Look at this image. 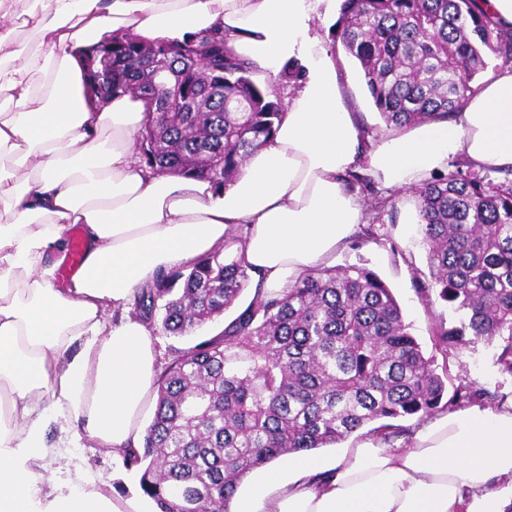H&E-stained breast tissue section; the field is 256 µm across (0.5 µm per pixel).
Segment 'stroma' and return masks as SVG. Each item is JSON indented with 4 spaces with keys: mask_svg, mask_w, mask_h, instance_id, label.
<instances>
[{
    "mask_svg": "<svg viewBox=\"0 0 512 512\" xmlns=\"http://www.w3.org/2000/svg\"><path fill=\"white\" fill-rule=\"evenodd\" d=\"M363 197L369 205L366 221L375 232L358 236L337 254L333 264L342 268L363 265L376 271L392 288L413 334L420 342L429 343L437 325L455 326L458 316L440 302L426 301L419 291L417 275L426 268V253L419 225L405 221L408 212L417 207V198L411 192H380L371 187L364 190ZM497 354L493 343L462 348L459 360L450 366L453 382L483 389L489 399L500 398L504 387L512 384V374L501 370ZM85 457L91 470L111 476L117 494L139 493V468L127 467L125 461L103 451L90 450Z\"/></svg>",
    "mask_w": 512,
    "mask_h": 512,
    "instance_id": "obj_1",
    "label": "stroma"
}]
</instances>
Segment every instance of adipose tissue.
Instances as JSON below:
<instances>
[{"instance_id":"1","label":"adipose tissue","mask_w":512,"mask_h":512,"mask_svg":"<svg viewBox=\"0 0 512 512\" xmlns=\"http://www.w3.org/2000/svg\"><path fill=\"white\" fill-rule=\"evenodd\" d=\"M336 2L30 0L20 11L0 0L11 21L0 27V512H151L81 451L121 459L143 442L159 349L128 305L160 271L231 238L263 291L279 293L360 232L365 206L347 173L410 191L459 154L494 175L512 170V63L452 118L371 141L330 45ZM209 28L255 63L258 84L287 93L274 135L218 189L142 170L143 102L99 104L84 79L83 50L105 34L151 43ZM73 225L85 252L60 288ZM229 512H512V395L440 413L403 439L368 433L327 463L281 459Z\"/></svg>"}]
</instances>
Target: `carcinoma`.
Masks as SVG:
<instances>
[{
	"mask_svg": "<svg viewBox=\"0 0 512 512\" xmlns=\"http://www.w3.org/2000/svg\"><path fill=\"white\" fill-rule=\"evenodd\" d=\"M336 38L388 128L448 116L479 90L487 53L512 60V34L476 0H343ZM154 46L174 62L199 52L224 69V101L200 118L145 108L139 166L221 187L273 135L280 99L253 81L254 64L230 53L220 30ZM143 47L110 36L86 48L87 89L103 100L147 101L130 88ZM106 64L109 88L98 82ZM416 194L422 293L462 313L460 325L439 324L426 351L392 289L363 266L315 269L278 296L255 292L224 332L174 350L154 383L143 450L126 463L140 468L159 512H228L244 478L274 459L369 424L389 435L398 421L483 400L480 388L448 387L450 360L466 345L498 341L497 362L512 374V179L468 165ZM249 281L241 260L217 250L157 276L135 309L148 320L161 310L157 331L187 336L224 315Z\"/></svg>",
	"mask_w": 512,
	"mask_h": 512,
	"instance_id": "cac0c4a2",
	"label": "carcinoma"
}]
</instances>
